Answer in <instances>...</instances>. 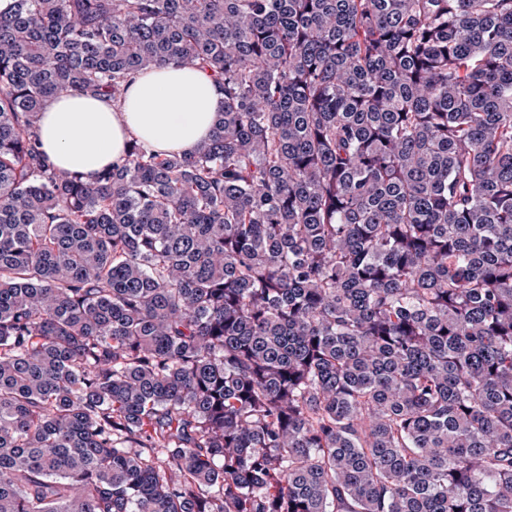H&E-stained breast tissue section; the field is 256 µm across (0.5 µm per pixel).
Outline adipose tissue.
Masks as SVG:
<instances>
[{
    "instance_id": "ef3b65f1",
    "label": "adipose tissue",
    "mask_w": 512,
    "mask_h": 512,
    "mask_svg": "<svg viewBox=\"0 0 512 512\" xmlns=\"http://www.w3.org/2000/svg\"><path fill=\"white\" fill-rule=\"evenodd\" d=\"M223 101L221 88L194 67L155 66L134 75L119 110L70 91L50 98L41 118L43 148L55 167L88 179L119 159L133 136L153 149L189 153L208 138Z\"/></svg>"
}]
</instances>
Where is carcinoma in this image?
Segmentation results:
<instances>
[{"instance_id": "carcinoma-1", "label": "carcinoma", "mask_w": 512, "mask_h": 512, "mask_svg": "<svg viewBox=\"0 0 512 512\" xmlns=\"http://www.w3.org/2000/svg\"><path fill=\"white\" fill-rule=\"evenodd\" d=\"M163 64L194 152L48 163ZM0 512H512V0H9ZM224 93L191 66L160 65L132 78L120 111L112 102L61 92L44 105L43 148L55 167L90 179L123 155L131 136L162 151L190 153L210 134Z\"/></svg>"}]
</instances>
